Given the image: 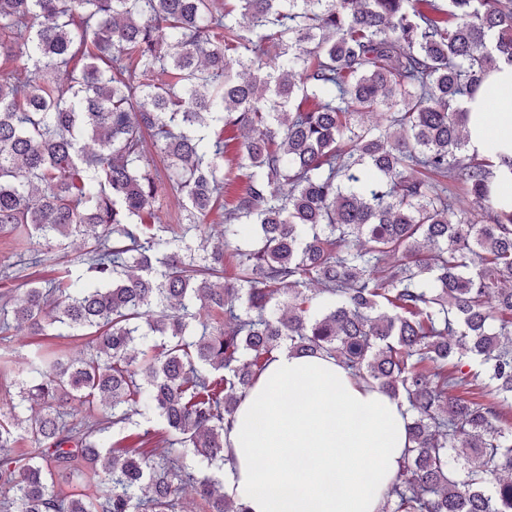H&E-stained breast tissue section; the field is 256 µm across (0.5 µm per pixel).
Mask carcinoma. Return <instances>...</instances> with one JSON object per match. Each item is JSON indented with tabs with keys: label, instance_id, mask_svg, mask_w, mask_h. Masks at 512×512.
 Here are the masks:
<instances>
[{
	"label": "carcinoma",
	"instance_id": "cac0c4a2",
	"mask_svg": "<svg viewBox=\"0 0 512 512\" xmlns=\"http://www.w3.org/2000/svg\"><path fill=\"white\" fill-rule=\"evenodd\" d=\"M0 61V237L86 265L0 298L87 340L3 357L0 512H248L224 426L284 346L407 404L384 512H512V160L459 106L512 64V0H0Z\"/></svg>",
	"mask_w": 512,
	"mask_h": 512
}]
</instances>
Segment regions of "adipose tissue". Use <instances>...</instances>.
Instances as JSON below:
<instances>
[{
	"instance_id": "adipose-tissue-1",
	"label": "adipose tissue",
	"mask_w": 512,
	"mask_h": 512,
	"mask_svg": "<svg viewBox=\"0 0 512 512\" xmlns=\"http://www.w3.org/2000/svg\"><path fill=\"white\" fill-rule=\"evenodd\" d=\"M461 106L468 152L512 158V65ZM408 421L400 400L356 382L336 359L281 349L225 428L224 494L250 512H383Z\"/></svg>"
}]
</instances>
